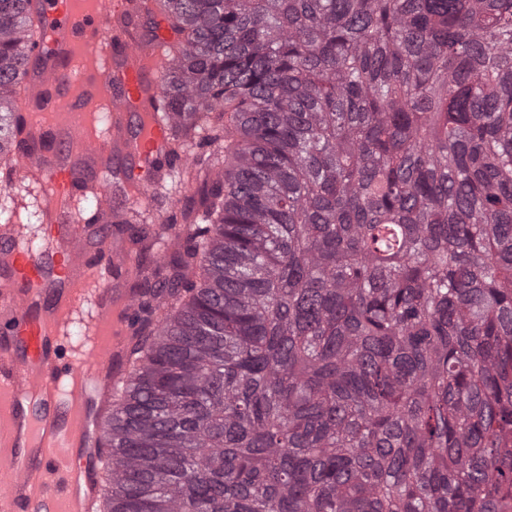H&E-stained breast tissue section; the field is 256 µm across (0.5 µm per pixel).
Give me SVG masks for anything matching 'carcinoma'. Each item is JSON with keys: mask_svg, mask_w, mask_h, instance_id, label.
<instances>
[{"mask_svg": "<svg viewBox=\"0 0 512 512\" xmlns=\"http://www.w3.org/2000/svg\"><path fill=\"white\" fill-rule=\"evenodd\" d=\"M141 2L186 34L163 105L207 177L183 227L119 220L176 247L137 285L106 512H512V0Z\"/></svg>", "mask_w": 512, "mask_h": 512, "instance_id": "carcinoma-1", "label": "carcinoma"}]
</instances>
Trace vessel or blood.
Returning a JSON list of instances; mask_svg holds the SVG:
<instances>
[{
	"label": "vessel or blood",
	"mask_w": 512,
	"mask_h": 512,
	"mask_svg": "<svg viewBox=\"0 0 512 512\" xmlns=\"http://www.w3.org/2000/svg\"><path fill=\"white\" fill-rule=\"evenodd\" d=\"M38 23L29 64L17 77L20 99L43 111L27 115L29 136L60 129L59 151L17 157L13 183L44 185L41 250L21 248L24 224L0 225V321L24 348L25 360L0 353V512H99L101 497L83 460L96 445L97 398L120 379L137 305L117 279L133 261L102 249L90 259L74 212L86 199L95 217L110 208L104 188L87 183L72 155L120 161L136 200L151 199L169 158L171 127L158 116L159 64L178 33L158 21L153 49L131 26L133 0H35ZM85 320L80 357L63 360L61 341ZM33 402L37 413L24 409Z\"/></svg>",
	"instance_id": "1"
}]
</instances>
